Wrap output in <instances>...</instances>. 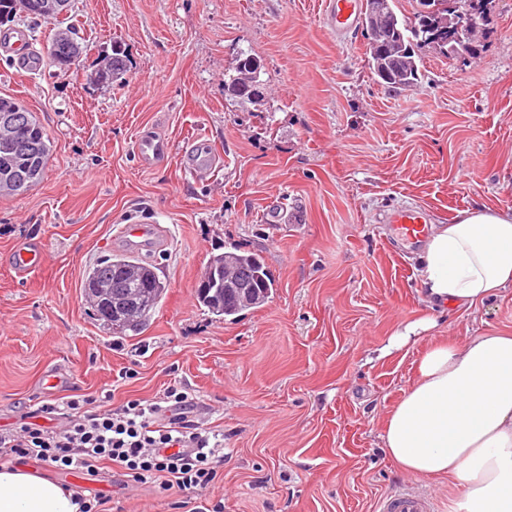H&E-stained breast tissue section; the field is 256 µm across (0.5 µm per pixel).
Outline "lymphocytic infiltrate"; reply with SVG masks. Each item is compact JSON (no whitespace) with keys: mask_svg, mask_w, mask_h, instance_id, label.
Segmentation results:
<instances>
[{"mask_svg":"<svg viewBox=\"0 0 512 512\" xmlns=\"http://www.w3.org/2000/svg\"><path fill=\"white\" fill-rule=\"evenodd\" d=\"M193 407L191 393L175 385L117 408L108 393L45 400L28 421L0 432V460L88 475L106 463L129 482L177 494L188 505L224 471V436L201 428Z\"/></svg>","mask_w":512,"mask_h":512,"instance_id":"obj_1","label":"lymphocytic infiltrate"}]
</instances>
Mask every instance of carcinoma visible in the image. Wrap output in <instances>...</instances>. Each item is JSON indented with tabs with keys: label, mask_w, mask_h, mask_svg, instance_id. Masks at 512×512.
<instances>
[{
	"label": "carcinoma",
	"mask_w": 512,
	"mask_h": 512,
	"mask_svg": "<svg viewBox=\"0 0 512 512\" xmlns=\"http://www.w3.org/2000/svg\"><path fill=\"white\" fill-rule=\"evenodd\" d=\"M398 0H364L360 14L361 29L366 44L367 65L377 81L393 91H404L421 82V58L416 49L423 45V26H441L448 30V44L434 47L444 57L458 49H470L481 29L487 0H418L421 10L409 22L395 11ZM38 0H0V21L18 14L35 21L57 22L60 15L51 18L36 10ZM250 54H242L232 72L224 75V91L238 103L256 104L263 98L252 93V88L263 86L262 70L248 65ZM125 72L124 60L115 52L108 65L97 73L99 80L121 79ZM28 139L36 153L28 156L15 152L12 143ZM51 150L47 133L39 122L26 120L12 131L0 129V193L23 194L42 177ZM246 271L255 288L241 297L229 295L226 280L228 271ZM202 276L209 277V288L195 289L199 305L219 320L232 321L249 309L268 302L274 280L265 264L256 255L224 251L210 256ZM92 282L94 287L110 295L120 292L127 297L126 308L117 318L109 313L110 306L92 296V290L82 288L86 300L94 309L98 320L116 335L129 332L138 334L157 310L167 292V281L155 265L126 254H113L94 263L85 273L82 283Z\"/></svg>",
	"instance_id": "obj_1"
}]
</instances>
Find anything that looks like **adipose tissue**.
<instances>
[{
	"label": "adipose tissue",
	"instance_id": "adipose-tissue-1",
	"mask_svg": "<svg viewBox=\"0 0 512 512\" xmlns=\"http://www.w3.org/2000/svg\"><path fill=\"white\" fill-rule=\"evenodd\" d=\"M427 305L471 308L512 286V211L477 206L432 227L418 258ZM387 457L459 488V512H512V334L431 342L380 434ZM0 512H80L78 497L21 465L0 466Z\"/></svg>",
	"mask_w": 512,
	"mask_h": 512
}]
</instances>
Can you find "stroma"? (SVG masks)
<instances>
[{
	"instance_id": "stroma-1",
	"label": "stroma",
	"mask_w": 512,
	"mask_h": 512,
	"mask_svg": "<svg viewBox=\"0 0 512 512\" xmlns=\"http://www.w3.org/2000/svg\"><path fill=\"white\" fill-rule=\"evenodd\" d=\"M320 0H72L86 45L73 72H33L0 55V97L19 98L51 142L39 184L0 196V429L38 402L111 392L113 405L171 385L194 397L201 427L224 434V512H375L402 489L455 512L445 479L401 472L381 425L412 383L431 336L512 333V288L485 305L426 310L417 254L382 216L426 207L435 224L488 205L512 210V0H489L475 53L419 48L424 78L393 92L365 62V39L336 41ZM120 50L123 79L101 82ZM263 65L260 105L224 93L240 54ZM153 129L185 147L209 139L223 165L207 182L178 161L152 170L133 147ZM161 225L140 259L168 290L139 335L104 330L81 296L85 270L124 252L129 212ZM44 242L28 278L9 267L21 242ZM259 256L275 281L262 307L232 322L195 298L211 254ZM432 332L390 356L396 332L424 315ZM61 380L46 387V372ZM122 512H178L176 498L118 471L69 482Z\"/></svg>"
}]
</instances>
